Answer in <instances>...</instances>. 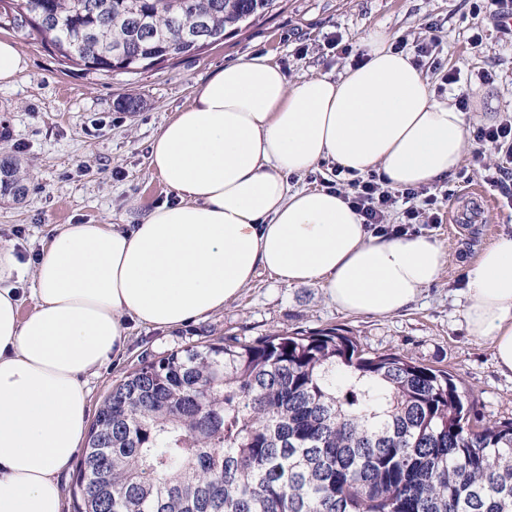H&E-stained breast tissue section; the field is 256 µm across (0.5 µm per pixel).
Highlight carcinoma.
<instances>
[{
  "label": "carcinoma",
  "mask_w": 512,
  "mask_h": 512,
  "mask_svg": "<svg viewBox=\"0 0 512 512\" xmlns=\"http://www.w3.org/2000/svg\"><path fill=\"white\" fill-rule=\"evenodd\" d=\"M279 0H0V26L110 76L196 53ZM50 23L24 25L30 15ZM0 162V195L25 194ZM78 512H512V420L471 416L454 375L339 328L143 357L99 405Z\"/></svg>",
  "instance_id": "carcinoma-1"
}]
</instances>
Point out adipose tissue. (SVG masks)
Returning a JSON list of instances; mask_svg holds the SVG:
<instances>
[{
    "label": "adipose tissue",
    "instance_id": "adipose-tissue-1",
    "mask_svg": "<svg viewBox=\"0 0 512 512\" xmlns=\"http://www.w3.org/2000/svg\"><path fill=\"white\" fill-rule=\"evenodd\" d=\"M365 60L338 78L289 83L270 57L242 58L199 83L153 137L149 165L176 197L128 230L63 224L21 274L0 244V512H61L59 475L81 451L86 378L119 354L128 322L176 329L235 300L258 270L318 284L340 309L387 317L414 304L447 261L416 236L368 231L342 195L291 189L325 159L378 172L393 189L448 176L467 131L434 98L424 70L370 32ZM470 336L490 341L512 374V235L479 255L464 290Z\"/></svg>",
    "mask_w": 512,
    "mask_h": 512
}]
</instances>
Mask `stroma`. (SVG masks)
I'll list each match as a JSON object with an SVG mask.
<instances>
[{
    "instance_id": "obj_1",
    "label": "stroma",
    "mask_w": 512,
    "mask_h": 512,
    "mask_svg": "<svg viewBox=\"0 0 512 512\" xmlns=\"http://www.w3.org/2000/svg\"><path fill=\"white\" fill-rule=\"evenodd\" d=\"M475 0H283L273 16L228 34L198 54L161 66L103 78L64 65L48 49L21 32L0 29L15 42L26 67L10 84H0V159L19 165L27 191L0 200V241L13 243L26 270L18 285L21 311L29 313L31 267L61 224L138 223L171 194L149 168V145L171 117L185 107L197 84L224 64L270 56L289 82L317 75L336 77L364 54L373 30L416 54L420 43H436L440 70L427 76L436 99L477 96L488 89L497 100L495 121L512 116V35L502 34L489 11ZM482 31L481 46L470 45ZM460 79L444 84L442 74ZM487 71L489 83L479 81ZM138 101L136 111L124 106ZM481 169L463 162L440 179L437 207L456 214L453 224L419 222L417 235L441 244L447 262L437 281L411 308L388 317L339 310L320 285L290 286L259 271L238 299L208 317L168 330L130 324L124 351L87 378L89 408L97 410L115 380L145 355L161 356L191 343L235 335L252 340L274 331L349 330L372 352L398 353L447 369L470 389L477 413L491 421L512 419V374L502 373L492 345L468 336L460 291L481 251L498 236L512 233V201L492 191L494 203L479 207L468 191L484 185Z\"/></svg>"
}]
</instances>
